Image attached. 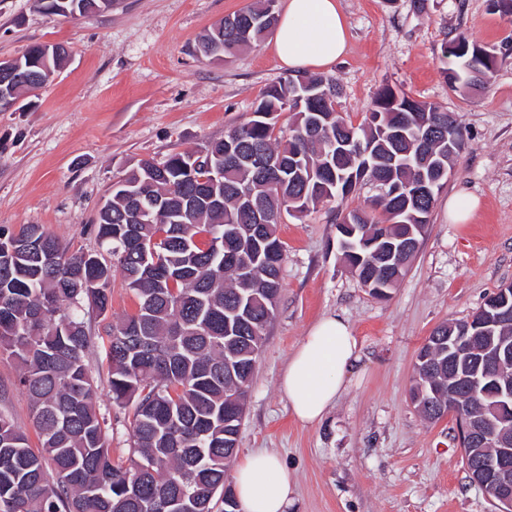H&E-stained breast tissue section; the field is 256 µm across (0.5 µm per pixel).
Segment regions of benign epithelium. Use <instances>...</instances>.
Segmentation results:
<instances>
[{
    "mask_svg": "<svg viewBox=\"0 0 512 512\" xmlns=\"http://www.w3.org/2000/svg\"><path fill=\"white\" fill-rule=\"evenodd\" d=\"M511 315L506 310L487 314L475 323V329L490 335L499 320ZM474 338L467 327L448 329V365L461 364V360L471 352ZM511 358L512 346L491 344L480 351L476 366L458 372L459 380L472 394L491 401L489 408L460 417L458 429L464 445L489 439L498 445L497 453L482 457L470 466L469 475L474 485L485 491L494 490L499 512H512V438L509 437V429L512 428L509 426L512 420V377H499L489 373L488 369L498 367Z\"/></svg>",
    "mask_w": 512,
    "mask_h": 512,
    "instance_id": "1",
    "label": "benign epithelium"
}]
</instances>
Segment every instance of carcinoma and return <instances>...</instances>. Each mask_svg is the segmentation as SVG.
I'll return each instance as SVG.
<instances>
[{
    "instance_id": "1",
    "label": "carcinoma",
    "mask_w": 512,
    "mask_h": 512,
    "mask_svg": "<svg viewBox=\"0 0 512 512\" xmlns=\"http://www.w3.org/2000/svg\"><path fill=\"white\" fill-rule=\"evenodd\" d=\"M60 16L86 17L103 0H34ZM276 0H255L198 40L196 53L224 61L270 34L261 20ZM471 56L444 49V77L463 87L487 84L498 61L464 36ZM66 57L63 47L35 45L19 57L31 79L0 74V97L19 99L48 83ZM298 74L267 88L254 118L198 150L156 163L139 160L112 184L94 225L99 249L70 252L41 224L0 228V355L18 370L40 436L34 452L25 434L0 414V512H215L224 501L226 465L238 443L245 400L281 290L283 215L300 217L324 200L344 201L368 183L385 219L364 209L336 224L345 263L377 298L388 296L418 250L441 171L465 147L456 114L384 86L366 121L355 127L333 99L289 104ZM289 113L288 135L277 127ZM458 147H448V125ZM260 153L265 165L241 166ZM144 194L141 201L132 193ZM166 238L154 244L158 233ZM156 249L158 263H142ZM137 298L133 313L107 321L114 273ZM105 321L107 385L112 403L132 409V456L112 459L110 423L98 406L87 357L99 340L81 312ZM435 328L416 357L410 396L428 420L472 396L448 369Z\"/></svg>"
}]
</instances>
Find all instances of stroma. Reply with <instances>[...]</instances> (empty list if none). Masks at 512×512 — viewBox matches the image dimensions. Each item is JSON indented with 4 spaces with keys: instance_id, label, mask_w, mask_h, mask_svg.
Segmentation results:
<instances>
[{
    "instance_id": "1",
    "label": "stroma",
    "mask_w": 512,
    "mask_h": 512,
    "mask_svg": "<svg viewBox=\"0 0 512 512\" xmlns=\"http://www.w3.org/2000/svg\"><path fill=\"white\" fill-rule=\"evenodd\" d=\"M252 0H112L79 18L48 16L32 0H0V59L36 44L68 59L29 106L0 112V226L41 224L70 251L97 249L98 207L126 167L223 138L251 119L286 72L265 39L232 62L198 58V37ZM349 28L341 61L321 74L341 89L336 109L360 125L384 85L458 113L467 143L438 194L420 248L388 297L363 288L337 251L343 208L324 201L284 217L282 291L246 399L237 455L274 452L293 479L291 512H498L474 486L454 415L426 421L410 400L419 347L441 323L463 320L512 283V16L490 0H339ZM495 50L486 87L443 77L442 49L459 34ZM480 207L448 221V199ZM344 316L361 345L346 389L316 424L296 421L279 389L290 352L319 318ZM17 369L0 356V413L40 446ZM112 421V457L128 463L131 417L100 387Z\"/></svg>"
}]
</instances>
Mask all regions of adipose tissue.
Here are the masks:
<instances>
[{
    "mask_svg": "<svg viewBox=\"0 0 512 512\" xmlns=\"http://www.w3.org/2000/svg\"><path fill=\"white\" fill-rule=\"evenodd\" d=\"M348 29L337 0H285L272 50L287 70L315 71L346 52ZM359 357L347 320L328 315L315 323L288 357L280 377L293 417L320 421L345 390V377ZM241 512H288L293 484L287 468L265 450L248 453L231 473Z\"/></svg>",
    "mask_w": 512,
    "mask_h": 512,
    "instance_id": "1",
    "label": "adipose tissue"
}]
</instances>
